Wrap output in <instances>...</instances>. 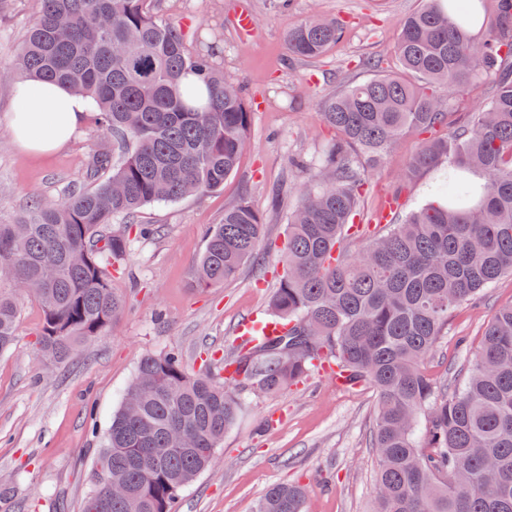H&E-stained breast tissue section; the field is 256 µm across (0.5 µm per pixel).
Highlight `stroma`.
I'll list each match as a JSON object with an SVG mask.
<instances>
[{
    "label": "stroma",
    "instance_id": "obj_1",
    "mask_svg": "<svg viewBox=\"0 0 512 512\" xmlns=\"http://www.w3.org/2000/svg\"><path fill=\"white\" fill-rule=\"evenodd\" d=\"M239 0H154V11L180 24L188 49L201 32L222 31L217 59L242 90L251 111L246 150L222 190L140 209L135 223L159 233L134 239L112 288L127 306L119 320L65 364L40 361L34 342L42 312L29 298L19 303L18 344L0 355V512H82L106 432L144 355L176 349L190 374L235 344L241 319L266 313L276 285L277 253L299 184L313 180L333 134L319 121L322 104L344 86L374 71L399 72L393 43L401 19L420 0H250L256 28L237 35L231 20ZM40 0H7L0 12V70L13 63ZM312 15L341 21L342 40L315 60L291 57L288 29ZM19 102L15 85L0 83V224H11L33 197L61 199L91 189L90 155L103 139L93 118L51 154H32L13 141L11 118ZM425 135L405 134L368 172L354 218L359 235L349 251L382 231L379 211L398 199L397 218L428 197L435 171L409 173ZM247 199L264 219L263 270L245 265L232 280L199 285L193 268L209 225L225 207ZM512 306V276L497 280L474 304L460 306L424 369L433 379L458 383L479 349L497 310ZM239 417L224 435L214 465L180 493L179 512H254L273 484L307 486L304 512H369L375 452L370 432L377 408L370 386L341 388L325 374L276 396L244 393Z\"/></svg>",
    "mask_w": 512,
    "mask_h": 512
}]
</instances>
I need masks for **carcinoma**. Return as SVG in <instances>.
Here are the masks:
<instances>
[{"mask_svg":"<svg viewBox=\"0 0 512 512\" xmlns=\"http://www.w3.org/2000/svg\"><path fill=\"white\" fill-rule=\"evenodd\" d=\"M150 2L40 0L13 69L0 75L89 98L107 139L88 162L92 190L37 199L16 223L0 224V277L11 282L0 288V354L17 343L24 297L42 310L36 345L51 362L105 332L126 308L112 272L131 235L155 234L131 223L134 214L221 189L248 145L251 112L215 61L220 38L189 51L181 26ZM477 17L471 0H422L395 42L401 73L326 102L319 119L335 139L318 189L299 187L269 302L282 330L224 354L216 380L190 374L176 352L141 358L83 512H176L180 491L214 463L236 422L240 389L276 395L320 370L376 390L370 512H512V306L488 324L458 388L422 368L453 312L512 275V0H494L485 40L468 35ZM341 38L336 21L311 18L288 30V50L316 59ZM482 76L492 79L488 104L449 111L445 96ZM438 126L447 135L422 142L410 166L447 162L428 199L349 253L368 168L404 134ZM264 227L244 198L224 209L205 232L197 281L224 283L259 263ZM304 499L299 483L274 485L256 512H303Z\"/></svg>","mask_w":512,"mask_h":512,"instance_id":"1","label":"carcinoma"}]
</instances>
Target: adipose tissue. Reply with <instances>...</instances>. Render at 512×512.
Segmentation results:
<instances>
[{"mask_svg":"<svg viewBox=\"0 0 512 512\" xmlns=\"http://www.w3.org/2000/svg\"><path fill=\"white\" fill-rule=\"evenodd\" d=\"M17 91L24 108L13 118V137L19 147L47 152L64 147L80 129L90 108L88 99L64 86L34 79L21 81Z\"/></svg>","mask_w":512,"mask_h":512,"instance_id":"1","label":"adipose tissue"}]
</instances>
